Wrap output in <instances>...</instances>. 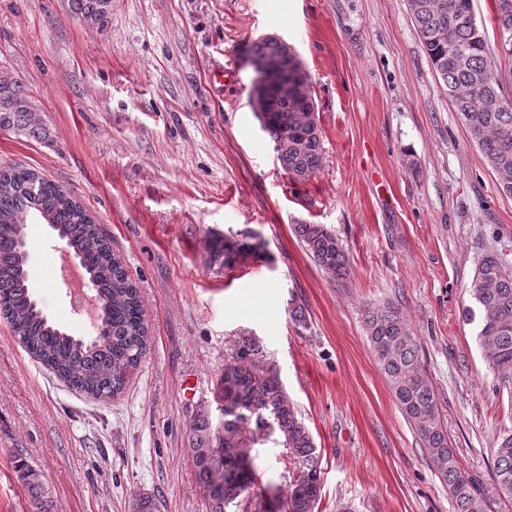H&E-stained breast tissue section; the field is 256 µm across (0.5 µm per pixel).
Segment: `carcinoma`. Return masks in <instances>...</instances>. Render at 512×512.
Wrapping results in <instances>:
<instances>
[{
    "instance_id": "obj_1",
    "label": "carcinoma",
    "mask_w": 512,
    "mask_h": 512,
    "mask_svg": "<svg viewBox=\"0 0 512 512\" xmlns=\"http://www.w3.org/2000/svg\"><path fill=\"white\" fill-rule=\"evenodd\" d=\"M72 13L91 24H104L112 0H70ZM421 44L448 92L470 140L499 176L503 194L512 196V101L504 84L489 75L512 61V0H498L495 22L498 52H490L473 0H409ZM252 58L271 59L290 73L293 54L270 37L253 44ZM274 142L280 167L294 181L309 179L322 166L319 115L291 94L269 98L263 123ZM0 128L38 134L31 104L19 83L0 76ZM40 222L65 239L87 267L98 295L102 335L72 336L41 310L28 285V263L20 253L27 226ZM295 232L318 265L341 277L347 258L340 240L323 224H298ZM262 244L217 236L210 243L213 260L230 267L259 254ZM473 305L464 317L477 323V339L488 364L512 376V270L487 255L470 283ZM0 315L28 354L72 388L95 399L121 394L148 347L137 282L125 259L114 252L93 215L80 199L38 172L11 163L0 168ZM368 339L396 406L416 431L436 470L448 485L455 512H484L483 494L461 470L448 442L434 387L421 364L410 328L394 307L365 311ZM260 342L242 337L215 385L219 417L209 407L197 412L190 428L188 455L209 512H247L246 493L256 476L250 450L268 429L276 430L283 448L288 487L284 512H316L321 497L320 451L297 408L285 393L276 368L262 363ZM494 481L512 496V433L493 448ZM19 484L38 512H53L52 495L41 475L24 460L15 466Z\"/></svg>"
}]
</instances>
